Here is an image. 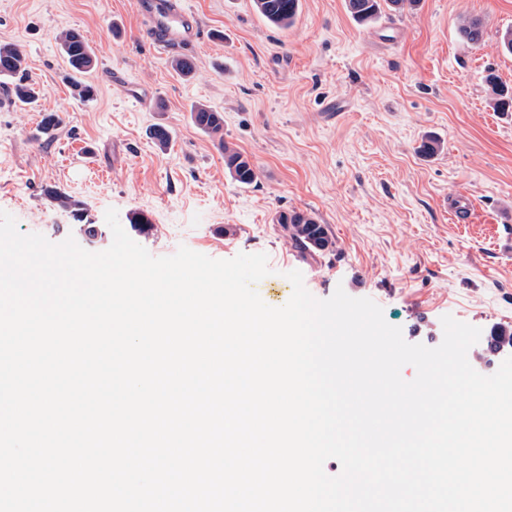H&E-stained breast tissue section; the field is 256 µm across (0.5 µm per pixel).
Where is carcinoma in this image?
Wrapping results in <instances>:
<instances>
[{
	"label": "carcinoma",
	"mask_w": 512,
	"mask_h": 512,
	"mask_svg": "<svg viewBox=\"0 0 512 512\" xmlns=\"http://www.w3.org/2000/svg\"><path fill=\"white\" fill-rule=\"evenodd\" d=\"M257 11L273 26L286 28L293 23L299 8V0H253ZM352 15L368 22L380 10L379 0H348ZM67 62L76 74H82L94 67L95 57L88 43L75 29L57 33ZM0 77L10 79L7 93L22 105H32L39 97V90L28 72L26 56L22 48L0 44ZM484 80L493 94V107L497 112H512V90L504 86L493 72ZM193 124L209 135L224 151V166L230 176L242 185H250L257 179V171L250 160L238 149L224 140V115L218 110L197 104L191 108ZM280 223L286 226L289 238L300 249L320 253L335 246L325 225L311 215L291 211L280 215Z\"/></svg>",
	"instance_id": "cac0c4a2"
}]
</instances>
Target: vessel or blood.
<instances>
[{
  "mask_svg": "<svg viewBox=\"0 0 512 512\" xmlns=\"http://www.w3.org/2000/svg\"><path fill=\"white\" fill-rule=\"evenodd\" d=\"M141 14L142 41L162 54L177 48L191 51L199 29V19L194 11L183 5L182 0H143ZM445 206L453 223L472 222L474 203L468 194L459 193L450 197Z\"/></svg>",
  "mask_w": 512,
  "mask_h": 512,
  "instance_id": "1",
  "label": "vessel or blood"
}]
</instances>
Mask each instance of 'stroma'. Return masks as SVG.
<instances>
[{
  "instance_id": "1",
  "label": "stroma",
  "mask_w": 512,
  "mask_h": 512,
  "mask_svg": "<svg viewBox=\"0 0 512 512\" xmlns=\"http://www.w3.org/2000/svg\"><path fill=\"white\" fill-rule=\"evenodd\" d=\"M140 3L0 0V44L22 47L41 89L23 106L0 88V210L18 230L59 243L78 215L101 224L113 208L125 225L142 212L154 228L136 241L152 256L182 246L220 260L266 254L256 289L269 306L289 301L297 270L316 298L340 286L374 300L413 344L438 346L446 315L478 327L468 358L493 374L508 353L492 333L512 330V113L494 111L484 77L512 87L501 47L512 0H417L366 24L347 0H301L285 30L253 0H185L200 23L188 80L140 41ZM466 18L482 23L480 44L459 37ZM63 29L94 51L83 76L91 99L71 95ZM198 103L223 113L225 140L257 169L253 185L232 180L223 151L193 125ZM47 112L61 119L50 138L39 126ZM156 124L172 133L167 149L149 136ZM428 133L441 144L430 157L419 151ZM51 188L76 209L53 205ZM460 192L474 200L472 223H452L441 204ZM293 210L326 225L332 251L294 247L278 222Z\"/></svg>"
}]
</instances>
